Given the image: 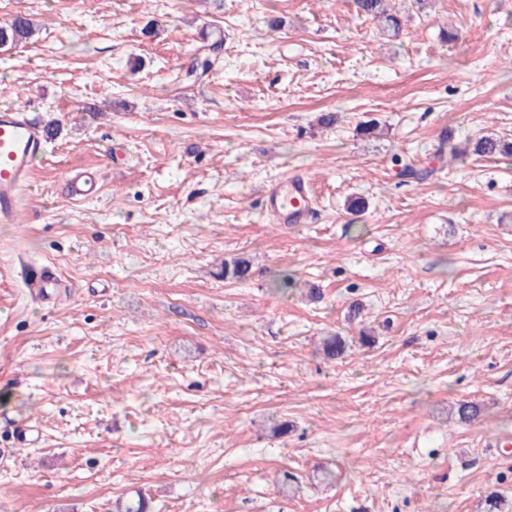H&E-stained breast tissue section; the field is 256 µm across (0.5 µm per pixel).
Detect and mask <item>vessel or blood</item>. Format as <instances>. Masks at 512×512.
Here are the masks:
<instances>
[{
	"mask_svg": "<svg viewBox=\"0 0 512 512\" xmlns=\"http://www.w3.org/2000/svg\"><path fill=\"white\" fill-rule=\"evenodd\" d=\"M49 138L41 124L28 112L10 108L0 111V222L14 223L21 190L27 185L36 158L45 150ZM66 194L86 200L100 191L98 180L90 174L75 172L65 180ZM309 179L298 173L268 186L263 208L281 224H305L310 218ZM20 278L29 295L45 299L51 290L69 289L46 263L19 264Z\"/></svg>",
	"mask_w": 512,
	"mask_h": 512,
	"instance_id": "vessel-or-blood-1",
	"label": "vessel or blood"
}]
</instances>
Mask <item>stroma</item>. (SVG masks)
Wrapping results in <instances>:
<instances>
[{"label": "stroma", "mask_w": 512, "mask_h": 512, "mask_svg": "<svg viewBox=\"0 0 512 512\" xmlns=\"http://www.w3.org/2000/svg\"><path fill=\"white\" fill-rule=\"evenodd\" d=\"M389 3L396 39L351 0H0L35 25L0 47V107L62 122L0 224V512L512 502V157L439 151L512 141V0ZM71 168L97 199L61 193ZM296 171L310 221L276 223L262 194ZM21 255L70 291L33 301ZM252 263L247 257L238 256L224 260L225 280L243 282L251 277Z\"/></svg>", "instance_id": "obj_1"}]
</instances>
